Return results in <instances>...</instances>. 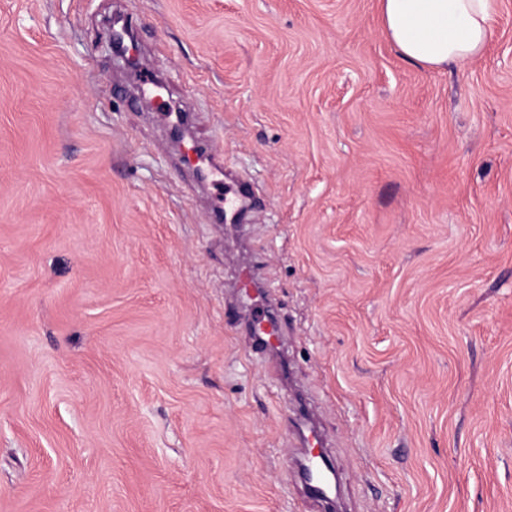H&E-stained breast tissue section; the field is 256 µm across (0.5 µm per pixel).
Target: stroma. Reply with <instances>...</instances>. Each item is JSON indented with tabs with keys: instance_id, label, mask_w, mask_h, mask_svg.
Returning a JSON list of instances; mask_svg holds the SVG:
<instances>
[{
	"instance_id": "stroma-1",
	"label": "stroma",
	"mask_w": 512,
	"mask_h": 512,
	"mask_svg": "<svg viewBox=\"0 0 512 512\" xmlns=\"http://www.w3.org/2000/svg\"><path fill=\"white\" fill-rule=\"evenodd\" d=\"M115 14L249 224L130 106ZM305 400L340 512H512V0L441 70L379 0H0V512H308ZM264 314L254 315L251 325L252 348L263 354H268L280 346V327L274 321H264Z\"/></svg>"
}]
</instances>
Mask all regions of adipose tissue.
Masks as SVG:
<instances>
[{
  "label": "adipose tissue",
  "mask_w": 512,
  "mask_h": 512,
  "mask_svg": "<svg viewBox=\"0 0 512 512\" xmlns=\"http://www.w3.org/2000/svg\"><path fill=\"white\" fill-rule=\"evenodd\" d=\"M497 0H381L384 28L401 55L430 69L480 59Z\"/></svg>",
  "instance_id": "ef3b65f1"
}]
</instances>
